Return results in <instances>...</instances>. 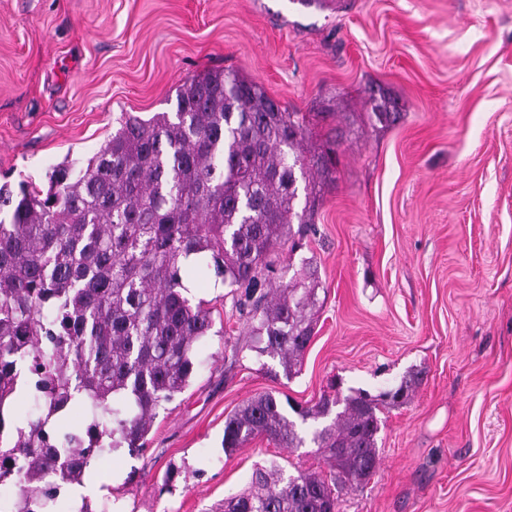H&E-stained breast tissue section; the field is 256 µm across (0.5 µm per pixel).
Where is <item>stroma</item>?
Masks as SVG:
<instances>
[{
  "instance_id": "35a3bbf8",
  "label": "stroma",
  "mask_w": 512,
  "mask_h": 512,
  "mask_svg": "<svg viewBox=\"0 0 512 512\" xmlns=\"http://www.w3.org/2000/svg\"><path fill=\"white\" fill-rule=\"evenodd\" d=\"M213 68L329 115L309 141L337 137L338 164L270 275L288 283L312 260L314 334L286 377L249 349L226 289L193 276L223 330L146 448L94 455L107 483L92 512H224L269 459L327 472L311 443L225 453V419L259 392L311 405L335 379L377 395L414 375L380 412L376 473L339 512H512V0H0V185L47 190L122 113L175 111ZM373 84L401 103L398 123L369 124Z\"/></svg>"
}]
</instances>
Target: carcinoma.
<instances>
[{"label":"carcinoma","mask_w":512,"mask_h":512,"mask_svg":"<svg viewBox=\"0 0 512 512\" xmlns=\"http://www.w3.org/2000/svg\"><path fill=\"white\" fill-rule=\"evenodd\" d=\"M367 119L398 121L399 102L370 89ZM309 113L291 111L233 69L207 70L179 93L174 115L124 112L105 145L79 168L54 170L43 192L0 186V480L24 493L13 512H48L62 483H80L101 440L131 451L165 404L184 391L211 309L187 296L182 259L201 255L227 288L244 289L250 348L300 366L314 330L313 275L257 294L283 246L293 253L314 223L320 189L336 152L305 146ZM42 401L35 418L13 423L22 383ZM412 382L372 396L322 395L290 409L333 416L312 442L330 474L284 473L275 460L224 499V512H338L339 493L375 474L380 407L404 403ZM79 408L91 417L81 436L56 434L50 419ZM263 437L299 448L305 437L272 393L247 400L224 422V451Z\"/></svg>","instance_id":"cac0c4a2"}]
</instances>
